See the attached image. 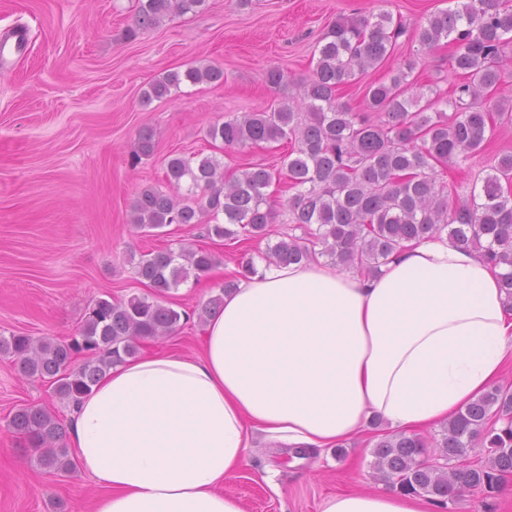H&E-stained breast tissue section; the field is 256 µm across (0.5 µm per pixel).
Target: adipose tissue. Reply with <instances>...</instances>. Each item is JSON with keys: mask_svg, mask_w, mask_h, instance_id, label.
<instances>
[{"mask_svg": "<svg viewBox=\"0 0 512 512\" xmlns=\"http://www.w3.org/2000/svg\"><path fill=\"white\" fill-rule=\"evenodd\" d=\"M200 355L145 353L75 404L66 445L92 512H244L225 481L255 434L297 454L371 416L418 432L494 386L512 358L500 270L447 239L407 242L379 274L269 264L224 297ZM397 491H342L322 512H434Z\"/></svg>", "mask_w": 512, "mask_h": 512, "instance_id": "1", "label": "adipose tissue"}]
</instances>
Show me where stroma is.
<instances>
[{
  "label": "stroma",
  "mask_w": 512,
  "mask_h": 512,
  "mask_svg": "<svg viewBox=\"0 0 512 512\" xmlns=\"http://www.w3.org/2000/svg\"><path fill=\"white\" fill-rule=\"evenodd\" d=\"M448 0H207L195 14L175 15L130 38L137 0H0V31L25 24L27 50L0 65V334L62 340L79 328L87 305L108 295L122 300L146 293L134 277L130 252L179 246L210 250L220 265L196 283L171 291L170 302L189 319L171 336L146 342L145 351L194 354L202 346L196 314L223 282L226 267L253 260L288 233L278 214L268 238L222 239L200 228L171 225L145 235L129 221L137 193L164 186L168 156L214 155L234 172L250 164L282 171L285 141L224 150L205 137L208 125L244 112L277 108L281 92L266 81L279 68L290 82L314 69L316 42L341 17L383 11L409 29L389 60L343 87L341 101L359 106L367 83L387 81L415 56L412 28ZM451 46L426 55L412 77L426 96L448 95L456 78ZM223 70V83L183 84L180 92L143 105L153 80L189 66ZM153 134L155 151L131 164L138 134ZM484 150L449 172L451 192L465 194L469 179L512 153V124L495 126ZM35 404L67 422L70 407L50 385L20 375L0 356V512H90L97 488L78 474L59 476L36 465L24 440L8 425L17 407ZM371 427L341 448L305 459L283 444L256 440L247 461L225 482V494L245 512H322L324 500L347 489L370 490L383 481L373 469Z\"/></svg>",
  "instance_id": "1"
}]
</instances>
